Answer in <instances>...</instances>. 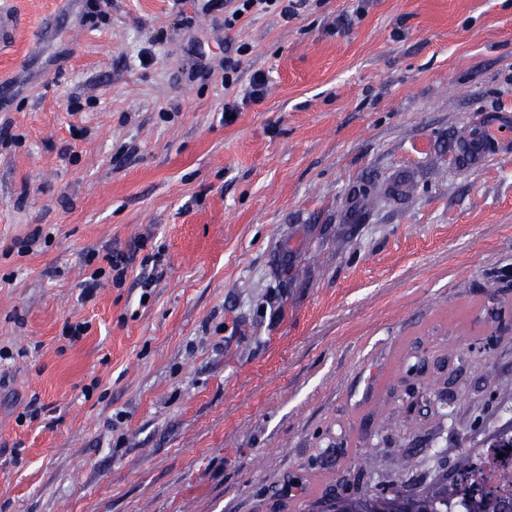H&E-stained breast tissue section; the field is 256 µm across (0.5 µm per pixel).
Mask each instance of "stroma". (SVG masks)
Masks as SVG:
<instances>
[{"mask_svg":"<svg viewBox=\"0 0 512 512\" xmlns=\"http://www.w3.org/2000/svg\"><path fill=\"white\" fill-rule=\"evenodd\" d=\"M205 2L11 0L0 512H290L295 490L327 512L512 428V0H300L229 28ZM480 122L492 151L456 165ZM403 178L355 221L360 188ZM114 249L122 284L81 301Z\"/></svg>","mask_w":512,"mask_h":512,"instance_id":"stroma-1","label":"stroma"}]
</instances>
